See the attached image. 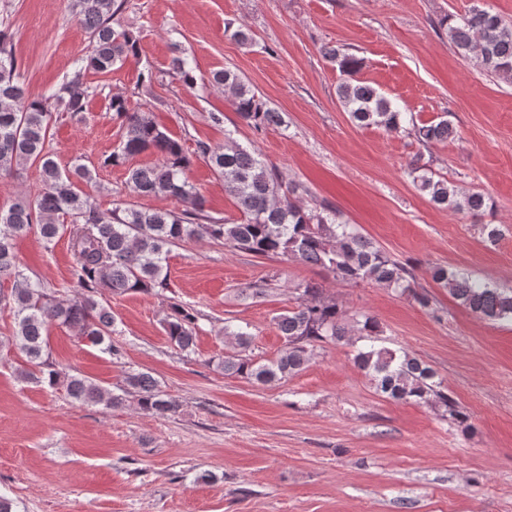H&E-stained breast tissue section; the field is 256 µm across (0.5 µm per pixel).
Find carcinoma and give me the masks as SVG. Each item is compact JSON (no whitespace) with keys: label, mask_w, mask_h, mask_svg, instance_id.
I'll return each instance as SVG.
<instances>
[{"label":"carcinoma","mask_w":512,"mask_h":512,"mask_svg":"<svg viewBox=\"0 0 512 512\" xmlns=\"http://www.w3.org/2000/svg\"><path fill=\"white\" fill-rule=\"evenodd\" d=\"M123 0H73L80 22L89 34L87 54L71 78L49 96L32 97L20 80V65L5 34L0 32V179L12 177L26 167H36L39 188L29 197L0 209V286L10 284L8 307L14 316L12 343L25 357L18 369L25 380L65 388L79 403L115 407L123 403L86 377L71 375L50 360L49 338L53 327L64 328L77 340L97 347L118 359L121 346L113 339L116 316L107 296L128 293L160 294L170 288L168 254L180 241L209 238L231 248L269 259L296 260L321 268L341 282L369 280L411 295L422 307L430 306L428 295L416 291L414 274L392 259L352 225L339 221L332 208H308L295 197L297 188L285 186L279 171L254 148L243 147L226 137L222 146L200 142L197 156L224 181L225 192L234 199L236 217H214L205 210V200L187 178L192 159L180 139L159 126L142 105L114 94L110 110L122 128L118 148L104 164L119 167L135 155L153 151L162 162L128 169L129 191L137 196H165L181 209L153 210L126 203L101 212L80 188L90 183L95 169L77 163L59 168L48 150L53 113L51 101L72 113L87 110L88 72L109 74L117 65L137 56L136 41L123 27ZM448 36L461 54L475 56L481 65L504 77L512 76V24L486 10L474 8L448 25ZM323 57L347 76L338 86V97L361 127L377 126L390 133L411 131L417 141H445L452 134L448 121L418 124L373 86L357 80L360 59L334 46H324ZM172 76L189 88L196 83L191 62L173 59ZM210 83L231 94L234 110L255 129L278 127L280 112L268 107L239 74L229 69L211 74ZM409 175L418 189L442 207L466 210L478 217L491 208L481 192L460 194L448 180L414 159ZM35 230L50 245L67 233L72 240V275L76 293L58 299L41 283L24 275L13 252V241ZM433 280L476 316L489 321H512V292L465 272L436 267ZM295 305L276 317L277 328L287 346L272 359L256 360L246 354L252 335L230 332L239 351L224 356L217 367L228 377L260 383L286 380L299 374L321 343L350 341L356 335L368 344L355 351L354 364L371 377L377 391L403 402H419L442 411L460 428L468 416L456 401L433 381L434 372L419 359L404 352L375 346L379 323L363 315L348 325L347 312L336 299L325 296L316 283L297 285ZM197 317L180 303L170 307L163 328L181 351L195 346ZM138 396L141 410L157 416H172L179 403L168 396L148 372L125 377Z\"/></svg>","instance_id":"obj_1"}]
</instances>
